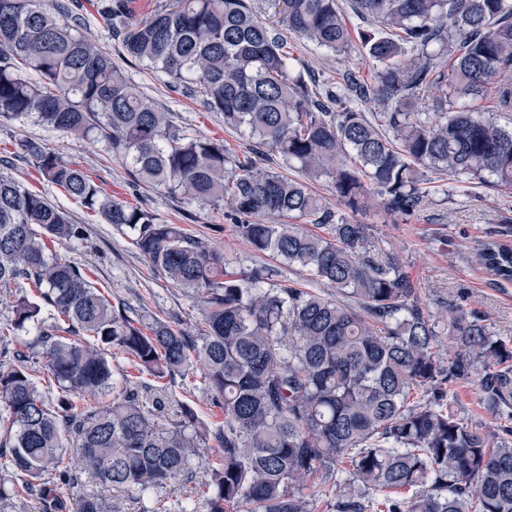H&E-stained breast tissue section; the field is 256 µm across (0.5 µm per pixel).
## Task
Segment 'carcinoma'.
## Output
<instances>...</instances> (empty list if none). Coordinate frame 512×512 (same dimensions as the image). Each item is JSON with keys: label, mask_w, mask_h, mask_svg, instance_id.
Here are the masks:
<instances>
[{"label": "carcinoma", "mask_w": 512, "mask_h": 512, "mask_svg": "<svg viewBox=\"0 0 512 512\" xmlns=\"http://www.w3.org/2000/svg\"><path fill=\"white\" fill-rule=\"evenodd\" d=\"M288 32L331 53L352 43L337 0H273ZM134 61L199 93L224 126L244 131L303 178L259 167L224 142L176 129L112 56L67 21L63 0H0V122L31 118L106 141L145 182L198 205L224 204L230 228L276 263L235 268L178 224L105 194L84 171L33 141L41 177L129 232L151 272L195 299L196 335L115 307L49 244L81 236L68 213L0 172V288L22 297L0 342V470L42 512H121L97 481L147 512H312L319 488L335 512H512V429L482 431L448 403L474 381L486 408L512 421V344L457 304L430 310L399 259L370 252L364 224L323 208L307 180L326 177L350 209L375 197L410 216L423 170L512 189V0H351L380 27L360 36L374 81L332 88L296 68L288 42L248 0H171L138 18L131 0H95ZM34 71L38 79L26 77ZM437 111L423 112L422 101ZM377 111L367 117L358 103ZM312 217L318 234L293 220ZM473 260L512 282V245L484 240ZM298 265L327 296L280 279ZM127 355L133 371L112 364ZM41 357L51 386L31 374ZM223 419L201 430L182 407L161 421L188 370ZM148 374L153 385L140 381ZM152 395L146 407L144 393ZM222 457L197 497L153 498L194 482L198 439ZM349 462V478L334 474Z\"/></svg>", "instance_id": "cac0c4a2"}]
</instances>
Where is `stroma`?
<instances>
[{
    "mask_svg": "<svg viewBox=\"0 0 512 512\" xmlns=\"http://www.w3.org/2000/svg\"><path fill=\"white\" fill-rule=\"evenodd\" d=\"M72 10L81 18L85 36L111 52L113 62L140 91L169 113L177 128L221 140L239 156H253L252 138L225 127L223 115L210 111L202 96L173 91L163 73L128 62L120 42L113 38L90 0H74ZM287 40L299 68L315 74L320 82L333 84L350 73L367 81L374 77L373 65L356 40L341 54L324 52L292 34ZM26 141L38 142L62 160L79 166L113 198L145 209L162 222L184 225L193 235L222 250L236 267L267 263V256L255 253L233 234L223 207H189L164 188L143 185L130 162L114 155L105 142L77 139L30 120L1 124L0 170L63 207L73 223L82 227L80 240L57 245L56 252L86 271L113 305L188 331L193 328L192 297L153 276L129 238L101 215L43 180L34 160L20 150ZM427 181L433 193L414 216L406 218L386 214L374 206L351 211L338 200L331 180L325 177L314 182L313 189L327 208L346 221L368 225L369 240L377 253L399 256L424 304L434 305L440 297L457 301L466 311L485 316L493 335L512 339V283L498 282L491 272L470 259L472 249L484 240L512 245V190L489 188L462 176L431 173ZM448 398L469 425L497 433L505 424L503 418L484 407L474 383L449 386Z\"/></svg>",
    "mask_w": 512,
    "mask_h": 512,
    "instance_id": "1",
    "label": "stroma"
}]
</instances>
